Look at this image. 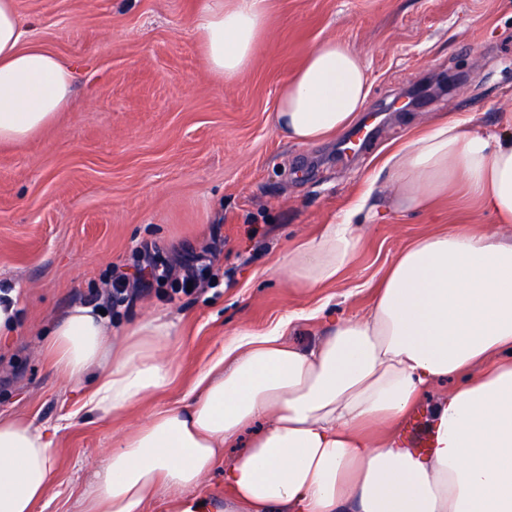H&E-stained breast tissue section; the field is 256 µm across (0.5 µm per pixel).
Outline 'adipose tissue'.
I'll return each mask as SVG.
<instances>
[{
  "mask_svg": "<svg viewBox=\"0 0 512 512\" xmlns=\"http://www.w3.org/2000/svg\"><path fill=\"white\" fill-rule=\"evenodd\" d=\"M267 0H199L196 32L211 73L242 76L266 29ZM72 90L69 65L30 39L0 0V144L52 125ZM371 83L362 59L327 40L279 93L273 122L313 143L346 128ZM383 180L394 210L426 209L456 180L491 224L426 235L392 261L372 305L306 345L289 335L321 308L290 312L230 338L183 407L119 436L94 466L79 512H213L191 492L224 467V512H512V113L491 134L441 118L390 152ZM361 242L360 225H321L288 259L291 278L335 282ZM171 322L144 318L115 337L106 315L72 309L46 347L74 383L93 377L80 406L101 418L128 411L172 381ZM435 446H404L397 431L429 389ZM244 441L231 459L225 448ZM47 427L0 416V512H35L53 477Z\"/></svg>",
  "mask_w": 512,
  "mask_h": 512,
  "instance_id": "obj_1",
  "label": "adipose tissue"
}]
</instances>
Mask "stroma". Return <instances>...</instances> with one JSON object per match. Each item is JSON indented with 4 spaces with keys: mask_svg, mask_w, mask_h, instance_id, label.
Listing matches in <instances>:
<instances>
[{
    "mask_svg": "<svg viewBox=\"0 0 512 512\" xmlns=\"http://www.w3.org/2000/svg\"><path fill=\"white\" fill-rule=\"evenodd\" d=\"M197 0H15L22 24L74 71L70 104L32 138L0 145V287L18 290L15 330L0 335V415L57 427L54 475L37 512H76L90 469L152 412L182 406L225 341L331 295L320 324L363 313L394 257L418 238L490 224L464 189L425 210L384 199L354 218L359 248L336 283L287 275L288 255L319 225L340 223L387 153L435 118L492 131L512 112V0H270L245 75L217 80L195 31ZM341 41L368 66L364 112L375 134L350 158L339 140L297 144L271 122L280 86L315 47ZM460 74L449 96L391 111L429 72ZM224 247L211 254L213 234ZM150 244L178 265L210 256L190 295L164 283L112 316L123 336L164 315L176 331L165 392L100 419L78 413L44 345L70 309L105 293L112 269Z\"/></svg>",
    "mask_w": 512,
    "mask_h": 512,
    "instance_id": "stroma-1",
    "label": "stroma"
}]
</instances>
